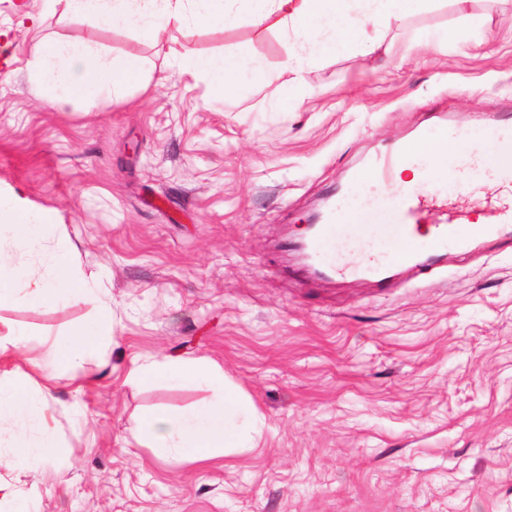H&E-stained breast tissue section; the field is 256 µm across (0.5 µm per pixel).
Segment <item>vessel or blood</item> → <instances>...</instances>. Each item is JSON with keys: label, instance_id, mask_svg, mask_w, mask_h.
Segmentation results:
<instances>
[{"label": "vessel or blood", "instance_id": "1", "mask_svg": "<svg viewBox=\"0 0 512 512\" xmlns=\"http://www.w3.org/2000/svg\"><path fill=\"white\" fill-rule=\"evenodd\" d=\"M460 140L470 147L459 157L462 168L469 171L479 167L476 151L484 146L495 148L499 164L494 177L502 190L512 193V121L463 134ZM406 160L404 149L386 146L372 157L366 173L372 182L388 185ZM363 174L354 173L345 195L337 200L329 221L319 226L311 244L318 262L336 276L369 275L382 287L386 284L382 274L389 265L411 266L425 254L512 237V209L501 211L487 224L443 219L421 228V196L414 191L404 192L389 203L390 223L367 230L365 223L373 218L374 210L361 197Z\"/></svg>", "mask_w": 512, "mask_h": 512}]
</instances>
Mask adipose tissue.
<instances>
[{
	"label": "adipose tissue",
	"instance_id": "ef3b65f1",
	"mask_svg": "<svg viewBox=\"0 0 512 512\" xmlns=\"http://www.w3.org/2000/svg\"><path fill=\"white\" fill-rule=\"evenodd\" d=\"M73 15L85 17L103 28L117 25L137 29L154 37L167 30L192 25L207 28L224 24L238 15H247L257 28L276 27L292 33L295 42L290 55L296 65H304L326 51L345 53L353 48H377L380 37L369 31L373 18L397 23L413 14L422 0H66ZM180 69L216 76L225 92H232L242 68L233 54L214 59L187 49L178 56ZM140 72V64L130 57L110 55L104 48L72 40L63 33L34 46L29 61L31 79L45 89L50 102L88 100L101 93L120 94ZM53 229L48 213L27 209L18 195H0V239L24 247L46 238ZM56 272L48 281L17 264L0 251V302L27 299L39 305H58L71 299L92 304L96 329L111 333L109 307L87 283L70 288V249L58 240L51 255ZM95 342L79 333L68 343L54 348L39 370L46 379L57 371L71 379L83 377L85 357ZM165 379L205 382L217 395L211 405L182 416L162 412L144 415L134 437L155 445L163 454L181 460L203 461L249 446L257 431V420L237 387L225 382L220 368L196 361L173 363L152 360L133 365L128 381L139 384Z\"/></svg>",
	"mask_w": 512,
	"mask_h": 512
}]
</instances>
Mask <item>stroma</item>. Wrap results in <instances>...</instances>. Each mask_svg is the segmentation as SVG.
<instances>
[{"instance_id": "35a3bbf8", "label": "stroma", "mask_w": 512, "mask_h": 512, "mask_svg": "<svg viewBox=\"0 0 512 512\" xmlns=\"http://www.w3.org/2000/svg\"><path fill=\"white\" fill-rule=\"evenodd\" d=\"M21 4L43 14V0H0V193L53 212L112 333L83 384L57 380L44 422L0 415V454L59 448L0 468L17 490L0 512H512V242L381 289L312 278L281 249L380 147L512 113V0H427L382 28L376 52L308 63L302 99L288 95L290 40L246 18L150 39L64 0L33 31L17 24ZM59 31L141 64L119 101L44 100L29 48ZM185 45L243 58L233 98L178 72ZM421 178L426 224L512 203ZM95 322L84 302L0 303V336H23L0 352V376L38 396L37 362ZM166 357L215 364L240 387L262 423L254 448L177 462L133 437L147 411L215 400L204 385L126 383L132 361ZM56 454L57 448H52L48 441H45L37 447L20 446L18 448H14L12 455L7 460H4L1 455L0 466L2 467L3 465H6L8 467H16L30 458L48 460L55 457Z\"/></svg>"}]
</instances>
